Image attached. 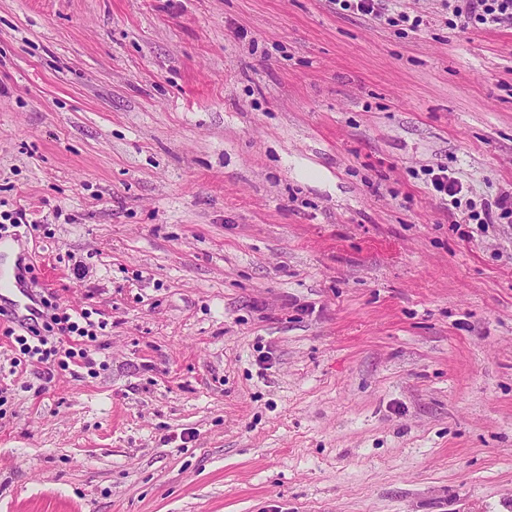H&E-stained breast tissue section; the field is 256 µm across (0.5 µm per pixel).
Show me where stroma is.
Listing matches in <instances>:
<instances>
[{
    "instance_id": "obj_1",
    "label": "stroma",
    "mask_w": 512,
    "mask_h": 512,
    "mask_svg": "<svg viewBox=\"0 0 512 512\" xmlns=\"http://www.w3.org/2000/svg\"><path fill=\"white\" fill-rule=\"evenodd\" d=\"M393 9L0 0V213L105 324L0 334V512H512V28ZM387 0H331V3L336 5L337 12H351L353 14H360L362 16H368L375 21L381 22L382 20L390 23L402 22L408 23L409 28L412 30H418L423 24V20L418 16L411 20V17L400 12L397 14L398 18H393L388 13L390 10L387 8ZM436 170L437 172L434 168L428 169L433 191L442 201H449L450 205L457 207L460 205L457 195L461 194L464 189L462 182L456 177L448 176V168L443 165H437ZM446 197L451 199L447 200ZM512 218V194L502 193L493 202L481 203V210H470L468 224H498L497 220Z\"/></svg>"
}]
</instances>
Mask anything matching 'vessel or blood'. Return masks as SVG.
<instances>
[{"mask_svg": "<svg viewBox=\"0 0 512 512\" xmlns=\"http://www.w3.org/2000/svg\"><path fill=\"white\" fill-rule=\"evenodd\" d=\"M0 310L16 325L32 326L45 316L40 294L29 276L25 253L1 239Z\"/></svg>", "mask_w": 512, "mask_h": 512, "instance_id": "vessel-or-blood-1", "label": "vessel or blood"}]
</instances>
